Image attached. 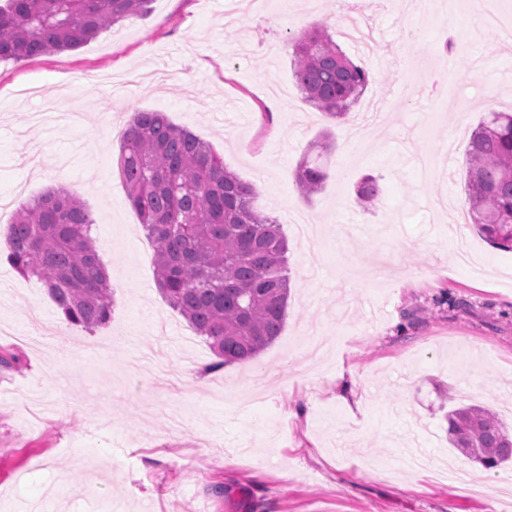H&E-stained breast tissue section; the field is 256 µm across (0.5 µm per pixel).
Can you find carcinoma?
Wrapping results in <instances>:
<instances>
[{
    "label": "carcinoma",
    "mask_w": 512,
    "mask_h": 512,
    "mask_svg": "<svg viewBox=\"0 0 512 512\" xmlns=\"http://www.w3.org/2000/svg\"><path fill=\"white\" fill-rule=\"evenodd\" d=\"M0 8V62L75 50L103 29L145 17L152 0H8ZM293 75L305 100L327 118L344 117L370 82L324 25L293 41ZM322 154L303 157L295 182L307 198L327 179ZM127 198L155 243L157 284L219 358L248 361L279 336L290 292L288 242L279 222L253 207L255 188L226 170L224 159L162 112L138 111L120 143ZM468 217L492 246L512 252V112L490 111L465 149ZM356 197H381L364 176ZM84 202L60 187L22 206L6 234L7 258L47 287L65 319L106 324L112 287L92 244ZM448 441L486 469L512 462V434L480 406L448 411Z\"/></svg>",
    "instance_id": "cac0c4a2"
}]
</instances>
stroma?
Returning a JSON list of instances; mask_svg holds the SVG:
<instances>
[{"label": "stroma", "instance_id": "obj_1", "mask_svg": "<svg viewBox=\"0 0 512 512\" xmlns=\"http://www.w3.org/2000/svg\"><path fill=\"white\" fill-rule=\"evenodd\" d=\"M288 8L153 0L77 50L0 62V198L77 194L114 290L106 325H72L0 247V326L17 330L0 334V512H512V467L451 448L445 420L479 405L512 430V252L459 221L464 143L512 111V42L471 10L429 22L423 0H377L366 48L341 0ZM318 22L373 75L341 120L293 77L291 41ZM446 72L465 111L440 98ZM138 110L212 146L288 239V317L252 360L211 373L205 338L180 341L192 328L158 290L117 164ZM325 132L308 199L295 169ZM365 175L382 188L369 209ZM356 197L358 202L365 208L374 206L381 197V186L379 179L372 175L364 176L356 184Z\"/></svg>", "mask_w": 512, "mask_h": 512}]
</instances>
